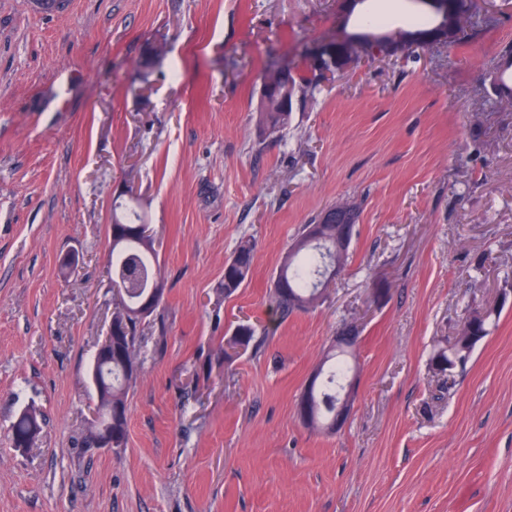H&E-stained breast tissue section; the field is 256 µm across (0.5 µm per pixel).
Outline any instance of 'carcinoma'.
Here are the masks:
<instances>
[{
  "instance_id": "cac0c4a2",
  "label": "carcinoma",
  "mask_w": 512,
  "mask_h": 512,
  "mask_svg": "<svg viewBox=\"0 0 512 512\" xmlns=\"http://www.w3.org/2000/svg\"><path fill=\"white\" fill-rule=\"evenodd\" d=\"M473 4L456 15L441 20L446 28V36L450 39L464 31L472 19ZM386 39L384 35H364L346 42L347 53L358 56L360 53L372 51L373 44ZM263 79L273 82L278 93L261 100L260 122L270 133H280L288 127L291 112L282 108L279 93L287 92L293 96L301 91L313 96L319 91L318 83L312 78L295 77L290 69L267 67ZM143 223L135 212L120 214L112 211V229L121 231L120 236L112 237V253L110 256L108 275L112 279V287L118 289V298L113 301L112 319L123 323V330L112 335V389L96 393L95 411L101 413L107 405L120 409L112 413V432L121 440L127 439L128 426V395L132 384L137 379V371L130 368L134 362L135 339L139 325L144 318L130 315L133 304L146 294L151 287H164L155 239L145 235L144 229L137 228ZM309 225H304L297 234L288 251L282 257L279 273L274 280L272 289V312L280 321H284L296 311H304L313 306L322 296L325 287L332 280L330 276H322L326 254L331 252L333 241L323 245H313L307 238ZM253 264V247L248 241L238 245L233 256L224 263V297L233 295L243 286L249 277ZM353 351L344 355L330 352L317 368L323 381L320 389L326 399L336 397V390L342 386L352 370L350 356Z\"/></svg>"
}]
</instances>
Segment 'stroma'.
<instances>
[{
    "mask_svg": "<svg viewBox=\"0 0 512 512\" xmlns=\"http://www.w3.org/2000/svg\"><path fill=\"white\" fill-rule=\"evenodd\" d=\"M449 49L358 56L259 125L267 65L412 19L417 0H0V512H512V107L495 79L512 0H473ZM163 56H149L155 44ZM154 230L165 291L138 328L127 442L86 444L112 317V202ZM347 202L350 258L319 303L273 320L304 224ZM252 274L220 283L241 241ZM78 264L61 272L60 257ZM490 333L430 364L466 312ZM242 323L248 347L226 349ZM358 328L350 416L297 404ZM42 431L12 444L15 416Z\"/></svg>",
    "mask_w": 512,
    "mask_h": 512,
    "instance_id": "35a3bbf8",
    "label": "stroma"
}]
</instances>
